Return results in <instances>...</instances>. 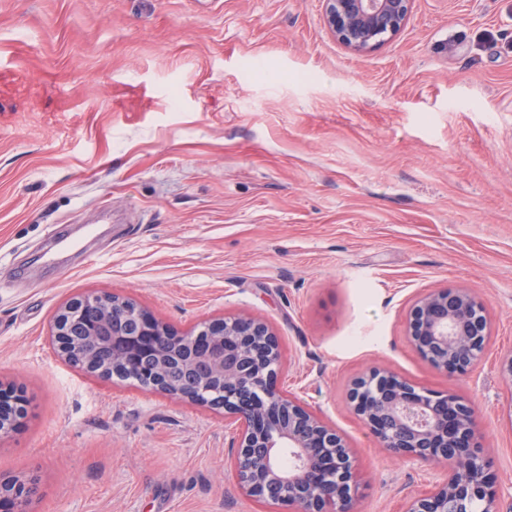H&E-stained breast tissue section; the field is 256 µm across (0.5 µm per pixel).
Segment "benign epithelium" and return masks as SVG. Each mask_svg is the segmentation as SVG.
<instances>
[{"mask_svg":"<svg viewBox=\"0 0 512 512\" xmlns=\"http://www.w3.org/2000/svg\"><path fill=\"white\" fill-rule=\"evenodd\" d=\"M324 23L354 55H364L406 25L414 0H322ZM96 316L89 340L95 350L79 368L110 380L117 371L144 387L233 416L239 426L231 466L239 489L280 512H349L356 487L352 449L336 430L276 378L279 340L251 317L204 322L183 335L132 300L82 295L59 311L52 329L59 355L71 362L85 339L74 331ZM408 332L416 351L435 369L464 374L483 354L489 336L484 302L458 289L435 291L415 303ZM355 413L393 454L448 466V477L411 499L406 512H495L497 492L488 458L476 443L474 410L455 393H434L384 369H372L350 391ZM14 387L0 385V441L25 414ZM294 463L283 468L282 449ZM32 483L0 477V512H26Z\"/></svg>","mask_w":512,"mask_h":512,"instance_id":"7a95c632","label":"benign epithelium"}]
</instances>
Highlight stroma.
<instances>
[{
    "label": "stroma",
    "mask_w": 512,
    "mask_h": 512,
    "mask_svg": "<svg viewBox=\"0 0 512 512\" xmlns=\"http://www.w3.org/2000/svg\"><path fill=\"white\" fill-rule=\"evenodd\" d=\"M445 288L487 308L463 375L408 336ZM85 293L181 333L266 322L278 387L355 452L353 512L444 476L382 448L353 382L460 395L512 512V0H415L361 56L321 0H0V383L26 398L0 476L34 480L28 512H277L239 491L222 413L58 356Z\"/></svg>",
    "instance_id": "obj_1"
}]
</instances>
